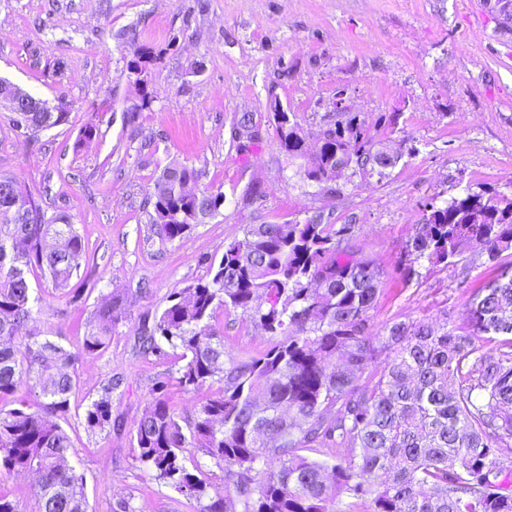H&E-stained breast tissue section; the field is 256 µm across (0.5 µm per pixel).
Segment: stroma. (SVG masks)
I'll return each instance as SVG.
<instances>
[{
	"label": "stroma",
	"instance_id": "35a3bbf8",
	"mask_svg": "<svg viewBox=\"0 0 512 512\" xmlns=\"http://www.w3.org/2000/svg\"><path fill=\"white\" fill-rule=\"evenodd\" d=\"M137 46L154 56L151 102L130 122L137 94L127 62ZM0 78L69 106L64 124L29 139L0 112V175L67 216L86 245L83 309L48 278L31 284L37 328L80 356L66 430L91 512H111L126 495L139 512H200L144 472L132 437L156 379H171V401L186 413L206 392L182 391L178 362L140 355L137 338L175 291L208 279L210 261L247 225L355 216L356 248L384 273L373 336L400 321L462 325L471 292L500 271L477 251L450 267L412 263L407 251L427 201L512 197V20L494 0H0ZM341 90L400 158L383 177L343 173L341 195L330 197L282 151L270 103L294 114L312 145ZM245 112L260 137L241 152L231 131ZM91 122L97 136L80 141ZM172 162L197 169L199 188L223 193L224 205L171 242L146 197ZM409 265L417 274L406 279ZM113 292L129 299L126 317L104 352L82 355L86 321ZM217 324L229 357L269 344L241 310ZM117 376L111 428L87 432L77 413Z\"/></svg>",
	"mask_w": 512,
	"mask_h": 512
}]
</instances>
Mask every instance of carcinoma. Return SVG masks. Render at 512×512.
Here are the masks:
<instances>
[{"mask_svg": "<svg viewBox=\"0 0 512 512\" xmlns=\"http://www.w3.org/2000/svg\"><path fill=\"white\" fill-rule=\"evenodd\" d=\"M149 51L134 50L127 70L139 102H149L145 73ZM39 112L10 117L23 136L66 122L68 108L32 94ZM282 150L305 159L303 174L321 193L341 194L336 168L386 175L376 164L371 127L358 112H342L309 148L297 122L273 113ZM241 151L259 139L253 117L236 122ZM199 172L167 165L149 193L153 223L169 241L217 213L224 193L193 195ZM411 243L414 260L456 265L474 247L491 259L512 252V197L468 192L443 205L430 200ZM357 225L322 214L304 222L252 224L224 245L210 276L171 295V304L144 325L145 352L182 362L177 383L186 391L215 381L222 386L185 417L167 396L169 379L155 382V397L136 423V460L177 493L208 503L201 512H333L348 495L370 502L366 512H512V264L471 294L462 326L397 322L374 338L370 311L380 293L379 269L352 245ZM86 255L66 216L47 215L14 178L0 175V473L36 476V512H89L84 476L69 465L72 441L63 424L77 385L80 355L34 330L38 298L29 275L40 272L68 303H83L85 289L71 282ZM240 309L269 336L263 352L224 358L217 313ZM127 300L111 296L87 323L82 352L108 347ZM383 367L362 380L380 353ZM30 405L7 400L20 385ZM109 379L86 405L90 432L112 426ZM334 448L337 463L306 456ZM223 465V486L199 477L191 452Z\"/></svg>", "mask_w": 512, "mask_h": 512, "instance_id": "1", "label": "carcinoma"}]
</instances>
